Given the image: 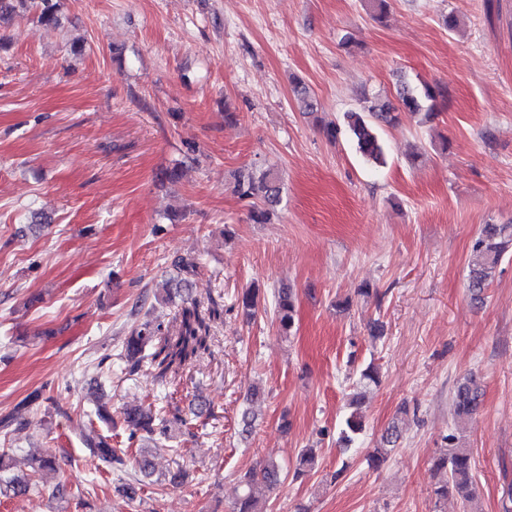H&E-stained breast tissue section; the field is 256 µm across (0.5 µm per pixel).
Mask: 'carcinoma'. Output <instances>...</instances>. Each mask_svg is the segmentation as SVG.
I'll return each instance as SVG.
<instances>
[{"label":"carcinoma","mask_w":512,"mask_h":512,"mask_svg":"<svg viewBox=\"0 0 512 512\" xmlns=\"http://www.w3.org/2000/svg\"><path fill=\"white\" fill-rule=\"evenodd\" d=\"M17 5L34 12L37 23L43 27L60 25L59 0H0V23L5 21ZM293 93L302 111L309 114L316 111V104L308 88L299 78L293 81ZM447 95L446 89L428 84L415 91L404 89L399 93L398 103L375 98L369 106V115L346 112L343 126L328 124L322 127V132L327 140L335 141L341 131H346L356 152L366 162L381 166L385 164V148L373 120L393 126L399 123L402 113L410 112L423 114V119L429 122L436 116L433 112L434 102L439 98H446ZM234 192L239 199L252 202L250 219L256 224H266L280 202V177L271 168H247L238 174ZM511 251L512 224H484L480 227L472 244L467 285L470 299L474 303L484 302L485 288L495 279L502 260ZM170 268V276L164 283V301L176 305L173 317L176 323L175 333L170 334L162 329L161 324L147 319L124 337L119 353L123 371L135 374L145 370L161 386L169 384V373L210 349L212 324L224 322L223 304L211 298L204 306L191 298L193 279L198 269L197 259L179 256L172 259ZM275 298V322L282 332L287 333L293 328L295 320L293 293L289 289L281 288ZM259 302L260 290L246 289L238 299V314L245 321H251L257 315ZM379 384L380 373L374 364L370 363L359 370L356 391L349 402L352 411L345 417L341 431V441L345 444H350L353 437L362 431L363 420L357 407L366 393ZM481 397V388L476 378H464V382L453 393L455 419L462 421L476 414L482 404ZM117 418L127 431V440L131 446L144 440L160 442L168 439L174 424L185 428L192 426V420L184 417L176 406H163L159 409L150 404L126 406L119 411ZM398 438V428L394 425L383 435V446L374 449L370 455V463H379L387 455V447L394 445ZM444 442L445 446L435 460V467L444 471L446 479L435 488L434 494L440 499H446L448 493L453 492L462 512H473L476 485L471 471V453L469 449L461 447L460 438L454 429L444 436ZM82 443L89 456L101 464L123 462L122 457L112 448L108 437L94 429L83 436ZM281 477L282 468L273 461L246 471L240 480L241 493L230 512H256L259 499L271 493L280 484ZM30 488L29 481L12 477L0 485V495H21Z\"/></svg>","instance_id":"carcinoma-1"}]
</instances>
